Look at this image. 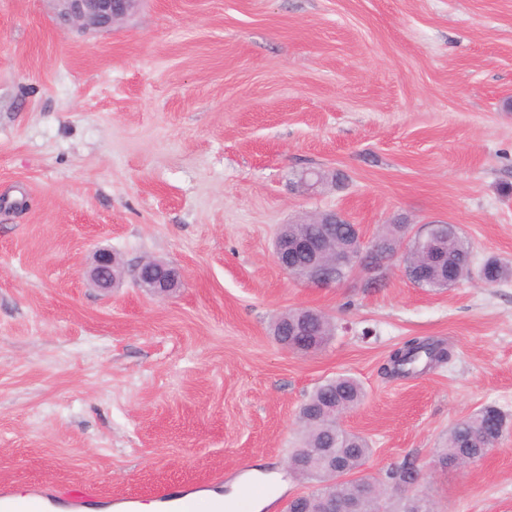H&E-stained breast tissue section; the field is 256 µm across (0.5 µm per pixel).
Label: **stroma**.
I'll list each match as a JSON object with an SVG mask.
<instances>
[{"mask_svg": "<svg viewBox=\"0 0 512 512\" xmlns=\"http://www.w3.org/2000/svg\"><path fill=\"white\" fill-rule=\"evenodd\" d=\"M329 210L368 239L452 224L475 265L512 263V0H142L89 33L0 0V483L148 504L254 480L284 512L313 488L286 466L299 407L346 374L367 473L410 464L437 512H512V280L431 291L399 259L380 288L286 275L280 227ZM101 247L123 265L108 293L83 275ZM147 259L179 287L136 288ZM298 308L336 322L317 352L273 336ZM414 337L452 358L386 378ZM485 406L509 421L496 449L440 467Z\"/></svg>", "mask_w": 512, "mask_h": 512, "instance_id": "stroma-1", "label": "stroma"}]
</instances>
